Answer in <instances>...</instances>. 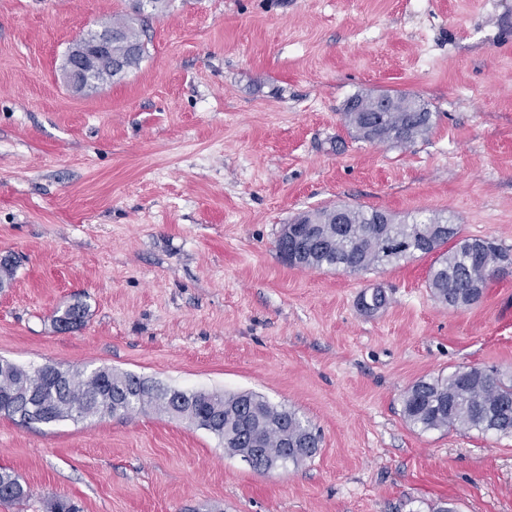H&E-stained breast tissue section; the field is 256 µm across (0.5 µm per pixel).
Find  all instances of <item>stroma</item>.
Wrapping results in <instances>:
<instances>
[{"mask_svg":"<svg viewBox=\"0 0 512 512\" xmlns=\"http://www.w3.org/2000/svg\"><path fill=\"white\" fill-rule=\"evenodd\" d=\"M130 0H0V357L109 367L186 392H253L321 436L266 473L155 411L25 424L0 468L31 498L0 512H512V433L406 423L415 381L512 377V273L451 308L433 256L349 273L287 266L283 224L333 205L442 216L512 249V0H167L148 53L81 92L74 40ZM418 95L414 144L357 139L356 93ZM383 288L384 307L364 295ZM85 324L52 318L73 300Z\"/></svg>","mask_w":512,"mask_h":512,"instance_id":"35a3bbf8","label":"stroma"}]
</instances>
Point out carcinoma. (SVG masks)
Segmentation results:
<instances>
[{"instance_id":"obj_1","label":"carcinoma","mask_w":512,"mask_h":512,"mask_svg":"<svg viewBox=\"0 0 512 512\" xmlns=\"http://www.w3.org/2000/svg\"><path fill=\"white\" fill-rule=\"evenodd\" d=\"M150 15L134 6L133 12L115 15L101 23L112 29V59L104 61L85 84L94 88L120 79L138 67L148 53L144 36ZM388 112L372 113L382 144L410 145L429 133L432 112L418 97L404 92L385 93ZM369 95L356 94L343 107L345 123L354 126L352 104L368 106ZM302 225L286 224L276 240L278 253L288 251V266L367 271L398 262L416 253H439L431 266L427 287L433 297L453 308L468 307L482 298L489 280L512 271V250L493 239L460 236L459 226L440 217L395 221L388 213L361 206H336L298 216ZM85 304L77 301L54 316L56 328L73 330L83 325ZM70 378L62 389L53 374ZM167 389L135 374L102 367L85 373L45 364L25 369L0 358V414L23 423H43L32 413L28 395L50 410L57 421L90 416H113L152 409L164 412ZM403 415L423 431L467 429L481 433H512V380L480 367L458 370L446 378L420 379L403 394ZM182 418L192 425L212 422L214 435L224 441V451L241 456L258 452L262 461L286 460L297 465L314 457L320 436L297 414L255 393L222 395L209 392L184 394ZM30 490L18 476L0 471V503H21ZM47 512H80L70 499L51 497Z\"/></svg>"}]
</instances>
